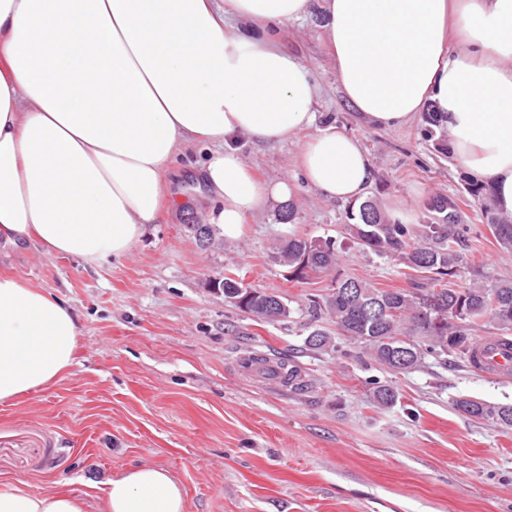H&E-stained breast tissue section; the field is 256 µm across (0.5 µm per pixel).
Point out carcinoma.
<instances>
[{"label":"carcinoma","mask_w":512,"mask_h":512,"mask_svg":"<svg viewBox=\"0 0 512 512\" xmlns=\"http://www.w3.org/2000/svg\"><path fill=\"white\" fill-rule=\"evenodd\" d=\"M463 196L481 205L487 199L486 187L469 181ZM427 210L432 213L431 222L416 231L408 224L391 222L373 199L352 205L344 233L374 255L417 272L415 281L410 288H379L365 279L336 277L329 292L308 306L312 321L332 323L336 334L364 344L375 361L395 374L404 372L396 360L398 346L412 349L414 369L428 356L446 366L450 356L469 361L478 340L471 334L477 321L490 318L497 329L505 333L512 330V282H474L458 288L450 285L467 248L460 201L437 195ZM491 227L498 242L511 248L512 223L494 219ZM307 243L304 237L292 236L279 251V259L288 267V278L297 283L319 278L338 263L335 240H320L318 253L309 258ZM220 291L241 312L267 322L283 321L293 314L280 296L246 288L230 276L224 277ZM331 343V333L317 327L304 338L305 348L312 351L325 350ZM279 374L291 390H308L297 366L282 361ZM398 399L399 392L391 385L376 386L371 392V400L378 407L392 406ZM454 407L468 418L512 429L511 405L463 396L454 400Z\"/></svg>","instance_id":"carcinoma-1"}]
</instances>
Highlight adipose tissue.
Segmentation results:
<instances>
[{
	"instance_id": "adipose-tissue-1",
	"label": "adipose tissue",
	"mask_w": 512,
	"mask_h": 512,
	"mask_svg": "<svg viewBox=\"0 0 512 512\" xmlns=\"http://www.w3.org/2000/svg\"><path fill=\"white\" fill-rule=\"evenodd\" d=\"M311 0H0V244L95 261L126 254L156 223L164 180L186 146L226 237L294 180L257 179L240 135L310 131L298 168L322 197L363 199L359 141L318 125L319 89L275 31ZM323 42L365 124L433 110L453 165L512 217V0H323ZM79 330L49 292L0 275V404L56 385ZM100 512H186L183 486L138 465L103 483ZM0 512H86L84 497L0 478Z\"/></svg>"
}]
</instances>
